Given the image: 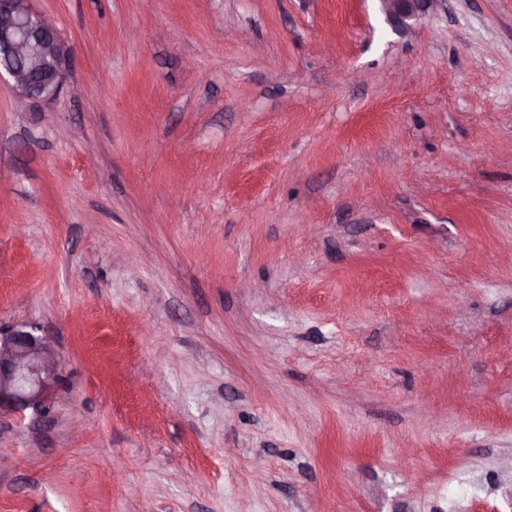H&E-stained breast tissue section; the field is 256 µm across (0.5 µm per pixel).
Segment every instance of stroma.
<instances>
[{"mask_svg":"<svg viewBox=\"0 0 512 512\" xmlns=\"http://www.w3.org/2000/svg\"><path fill=\"white\" fill-rule=\"evenodd\" d=\"M0 323L64 366L0 512H512V0H32ZM30 0H0V82L25 99L53 101L67 81L68 62L57 26ZM389 25L401 34L410 33L428 16L438 0H379Z\"/></svg>","mask_w":512,"mask_h":512,"instance_id":"obj_1","label":"stroma"}]
</instances>
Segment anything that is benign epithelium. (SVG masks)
<instances>
[{
	"mask_svg": "<svg viewBox=\"0 0 512 512\" xmlns=\"http://www.w3.org/2000/svg\"><path fill=\"white\" fill-rule=\"evenodd\" d=\"M389 25L411 32L438 0H380ZM68 62L57 26L30 0H0V81L25 99L53 101L67 81ZM63 380L62 364L33 323L0 324V416L38 418L49 411Z\"/></svg>",
	"mask_w": 512,
	"mask_h": 512,
	"instance_id": "7a95c632",
	"label": "benign epithelium"
}]
</instances>
